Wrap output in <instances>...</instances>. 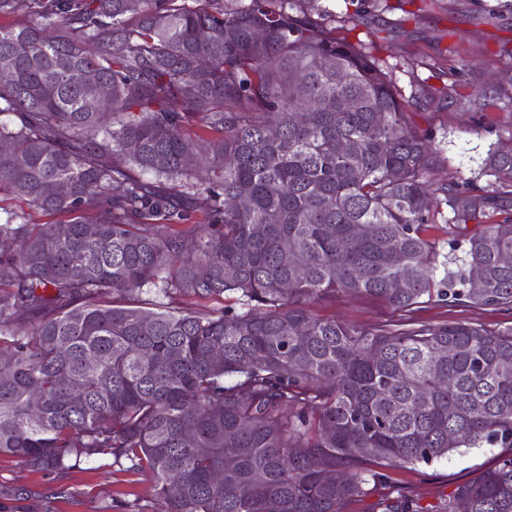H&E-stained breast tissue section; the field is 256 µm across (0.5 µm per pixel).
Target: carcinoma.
I'll return each instance as SVG.
<instances>
[{"mask_svg": "<svg viewBox=\"0 0 512 512\" xmlns=\"http://www.w3.org/2000/svg\"><path fill=\"white\" fill-rule=\"evenodd\" d=\"M306 2L30 0L0 24V454L130 460L165 512H343L386 468L512 448V325L414 317L512 311V149L484 185L436 181L390 73ZM346 294L405 318L309 306ZM463 501L512 512V456L445 512ZM312 310L323 318L360 325L399 324L404 317L386 302L365 296H342L333 302L315 304ZM417 316L424 321L433 323L460 321L482 325L489 329L497 328L504 322L512 324V316L494 311L491 308L464 305L449 307L448 305L441 304V302L425 304Z\"/></svg>", "mask_w": 512, "mask_h": 512, "instance_id": "1", "label": "carcinoma"}]
</instances>
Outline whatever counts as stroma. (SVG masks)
Wrapping results in <instances>:
<instances>
[{
	"label": "stroma",
	"instance_id": "obj_1",
	"mask_svg": "<svg viewBox=\"0 0 512 512\" xmlns=\"http://www.w3.org/2000/svg\"><path fill=\"white\" fill-rule=\"evenodd\" d=\"M336 36L360 44L388 68L417 130L441 149L442 180L466 184L478 177L491 145L512 135V0H316ZM498 90L481 112L447 99L448 88ZM316 315L360 325L396 324L386 302L342 296L313 307ZM422 320L466 322L489 329L502 312L433 302ZM511 451L462 448L431 464L391 468L385 481L348 503L344 512H382L388 498L405 495L438 512L456 485L477 480ZM150 481L130 461L111 456L81 460L58 473L33 469L0 455V512H152Z\"/></svg>",
	"mask_w": 512,
	"mask_h": 512
}]
</instances>
